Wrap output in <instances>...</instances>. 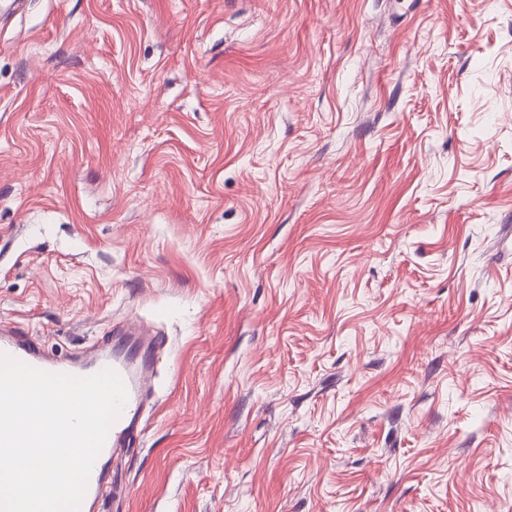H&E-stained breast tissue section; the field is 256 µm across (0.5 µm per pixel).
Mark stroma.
I'll return each instance as SVG.
<instances>
[{
  "instance_id": "obj_1",
  "label": "stroma",
  "mask_w": 512,
  "mask_h": 512,
  "mask_svg": "<svg viewBox=\"0 0 512 512\" xmlns=\"http://www.w3.org/2000/svg\"><path fill=\"white\" fill-rule=\"evenodd\" d=\"M0 0V325L148 326L120 512H512V0Z\"/></svg>"
}]
</instances>
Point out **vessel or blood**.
<instances>
[{"label":"vessel or blood","instance_id":"1","mask_svg":"<svg viewBox=\"0 0 512 512\" xmlns=\"http://www.w3.org/2000/svg\"><path fill=\"white\" fill-rule=\"evenodd\" d=\"M0 352L52 373L89 376L111 368L122 377L128 391L127 402L120 418L111 427L92 468L80 506V512H102L106 499L121 493L120 485L112 476L113 464L129 442L133 419L142 410L147 398L155 373L152 356L138 337L119 329L102 341L99 354L87 363L48 355L39 343L18 338L9 330L0 332Z\"/></svg>","mask_w":512,"mask_h":512}]
</instances>
